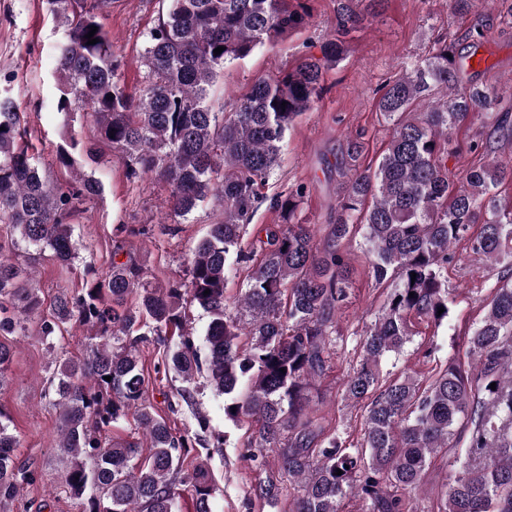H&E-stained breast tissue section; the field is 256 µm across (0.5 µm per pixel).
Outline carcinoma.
<instances>
[{"instance_id": "obj_1", "label": "carcinoma", "mask_w": 512, "mask_h": 512, "mask_svg": "<svg viewBox=\"0 0 512 512\" xmlns=\"http://www.w3.org/2000/svg\"><path fill=\"white\" fill-rule=\"evenodd\" d=\"M366 1L376 2L339 0L335 35L322 57L258 80L226 112L211 99L224 65L306 24L304 0L293 9L287 0H170L166 17L147 36L144 73L132 94L121 84L102 23L112 0H80L78 12L75 0H48L67 26L57 53V110L90 117L102 141L121 155L129 178L167 184L172 216L186 217L208 198L224 210V220L210 225L193 249L186 280L150 289L133 261L112 262L104 277L88 263L82 292L57 295L42 320L47 337L73 320L95 331L90 354L65 360L50 379L62 419L66 485L80 512H176L184 488L192 491L194 512H211L208 473L184 468L201 439L175 433L145 404L141 348L147 345L163 348L155 371L171 370L188 384L207 371L214 395L224 401V419L256 424L250 447L276 453L279 463L278 476L253 489L263 503L277 505L287 481L298 492L289 512H338L350 492L369 512H404L392 490L418 488L429 459L448 447L460 424L466 451L452 462L441 512H512V199L499 192L512 180V159L496 156L499 144L512 142V99L490 83L466 80L470 55L441 36L431 53L384 84L376 111L390 129L387 149L375 165L363 167V135L347 140L336 160L338 201L327 248L316 244L315 225L299 222L308 186L298 183L273 198L281 223L265 228L259 257L241 249L258 186L278 166L288 129L322 94L323 72L340 59L342 37L362 20ZM449 3L486 10L498 4L512 14L508 0ZM93 26L98 42L90 45ZM219 46L224 50L216 55ZM486 119L490 132L476 134L467 149L492 160L462 175L449 170L455 131ZM25 137L24 113L5 87L0 223L68 266L76 258L70 224L76 203L100 195L102 186L84 173L73 185H50ZM473 224L481 225L475 236L469 235ZM358 233L375 284L390 282L392 291L360 334V361L344 384L347 401L368 400L363 441L354 446L313 415L308 389L330 359L336 317L348 298L345 247ZM461 241L507 271L497 277L495 295L468 337L477 369L450 364L424 391L410 375L382 382L383 358L411 339V316L438 325L448 319L444 272ZM248 266L232 313L229 274ZM192 304L210 314L200 345L184 333ZM38 309L34 289L0 246V335L24 332ZM129 416L141 436L118 441L111 429ZM16 448L0 411L1 510L35 482Z\"/></svg>"}]
</instances>
